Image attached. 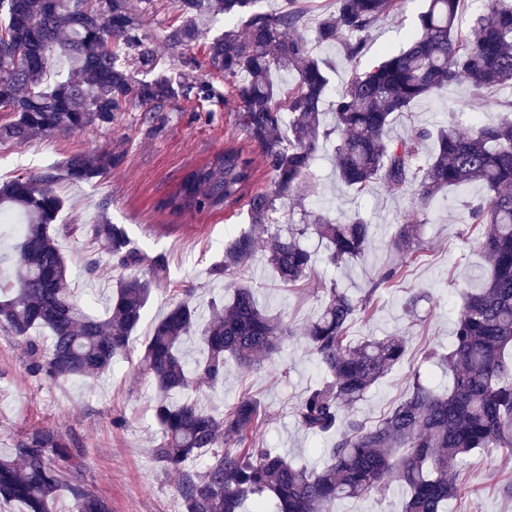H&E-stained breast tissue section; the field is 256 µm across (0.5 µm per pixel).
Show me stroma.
<instances>
[{
    "label": "stroma",
    "mask_w": 512,
    "mask_h": 512,
    "mask_svg": "<svg viewBox=\"0 0 512 512\" xmlns=\"http://www.w3.org/2000/svg\"><path fill=\"white\" fill-rule=\"evenodd\" d=\"M422 9V0H406L399 17L381 21L369 35L370 50L361 58L359 70L369 69L387 48L400 46L405 30ZM175 18L173 0H161L144 26L155 44L159 66L178 68L192 82L212 83L217 90L214 98L201 103L174 101L149 123L142 122L139 113L121 112L108 128L90 126L25 143L0 142V181L53 171L77 153L105 151L118 156V164L106 174L54 184L63 202L58 242L71 265L69 286L95 316L105 315L106 301L122 271L111 257L98 252L91 224L107 217L123 225L145 253L164 257L168 278L157 286L134 335L137 347L184 290H194L204 307L227 301L231 284L212 270L224 257L225 243L248 227L240 203L211 214L177 215L162 207L189 169L223 151L228 140H247L235 122V102L222 94V77L208 67L203 43L175 49L165 43L163 36ZM486 101L473 97L465 84L449 85L440 95L423 99L398 116L389 135L402 138L412 123L463 131L475 119L485 123L503 119V112L488 107ZM333 155V145L324 146L311 175L288 197L277 200L274 228L287 233L307 211L341 219L358 215L372 225L368 251L338 268L317 264L301 292L283 286L264 253H257L239 277L257 288L261 305L281 317L290 330L279 365L247 371L228 364L223 385L201 401L206 410L220 414L242 395L256 398L266 410L253 432L256 441L299 464L316 462L333 444L332 439L304 433L294 421L295 407L321 379L303 327L316 316L325 288L335 283L358 297L381 270L402 269L398 286L378 293L373 317L356 319L350 330L354 341L400 336L407 343L402 363L355 407L359 418L372 423L406 396L423 351L447 348L460 303L459 289L478 286L486 268L481 253L468 241L472 230L466 224L465 209L466 201L485 195L482 185L452 188L440 197L422 228L420 248L401 258L389 249L388 240L411 206L409 196L388 194L379 184L364 194L341 187L333 174ZM92 258L98 265L90 274L86 263ZM416 289L422 297L414 313H405L404 304ZM30 364L25 344L0 332V453H9L33 430L50 427L73 442L75 453L67 469L88 491L105 499L111 512H182L175 474L159 467L151 455L160 435L152 411L159 392L139 377L135 358L119 360L111 371L94 379L51 380L32 373ZM461 476L462 495L450 502L448 512H512V448L476 452ZM406 496L405 487L391 485L357 499L336 501L330 509L402 512Z\"/></svg>",
    "instance_id": "35a3bbf8"
}]
</instances>
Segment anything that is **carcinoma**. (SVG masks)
Segmentation results:
<instances>
[{
  "label": "carcinoma",
  "mask_w": 512,
  "mask_h": 512,
  "mask_svg": "<svg viewBox=\"0 0 512 512\" xmlns=\"http://www.w3.org/2000/svg\"><path fill=\"white\" fill-rule=\"evenodd\" d=\"M158 2L0 0V41L14 49L0 50V112L11 114L0 123V141L110 127L119 112H141L148 122L177 98H211V84L186 83L178 70L158 69L153 42L143 32ZM257 2L176 0L178 21L164 35L173 47L188 46L209 18L237 22L207 42L208 65L224 76V98L237 102L236 123L259 147L270 174V188H253L254 159L230 143L187 172L166 198L164 205L176 213L214 212L244 201L251 230L231 238L214 272L232 280L253 258V229L272 224L275 201L299 187L321 144L333 140L343 186L362 191L380 182L393 195L411 196V210L389 240L403 256L420 244L419 230L441 192L483 185L488 195L465 204L486 262L483 283L476 291L460 289L448 352L433 349L425 356L448 368L451 387L417 372L407 396L372 425L354 407L402 361L406 344L395 336L355 343L349 330L372 312L380 288L399 282L401 271L384 270L361 297L334 285L326 289L304 328L323 379L297 405L295 422L307 434H334L336 441L324 463L311 467L256 444L252 431L265 410L253 397L242 396L222 415L194 398L224 382L229 358L243 368L275 364L288 327L267 314L256 289L244 282L235 283L230 302L206 311L185 291L156 322L137 359L140 375L160 392L153 405L161 429L153 460L176 474L183 512H240L247 499L263 512L267 496L278 512H326L336 500L391 482L408 489L404 512H448L460 495V466L471 453L512 447V366L504 360L512 350V121L475 120L464 132L413 124L399 140L387 131L396 116L450 83L466 81L475 96L512 85V0H485L465 23L463 0H428L403 46L385 51L368 71L351 73L330 102L329 124L323 112L329 65L301 35L307 25L302 0H285L276 11H263ZM404 2L331 0L315 42L339 45L352 63L366 52L370 31L397 16ZM53 56L70 77L47 84ZM280 70L295 73L286 91L273 80ZM115 162L111 153L74 154L55 172L0 184V213L24 221L12 274L0 275V331L33 352L38 346L31 332L48 331L51 345L34 369L51 378L93 377L128 355L153 288L168 276L163 257L148 256L123 226L102 219L91 227L98 250L131 273L119 278L101 319L68 287L56 224L62 200L52 183L87 180ZM307 233L326 241V261L338 267L364 255L371 226L360 216L342 223L312 212L291 236H270L266 260L286 287L306 281L315 267L314 254L297 240ZM193 333L202 356L190 367L184 344ZM72 454L57 431L35 430L0 454V501L18 502L24 512H52V502L66 492L72 512H111L60 466Z\"/></svg>",
  "instance_id": "1"
}]
</instances>
